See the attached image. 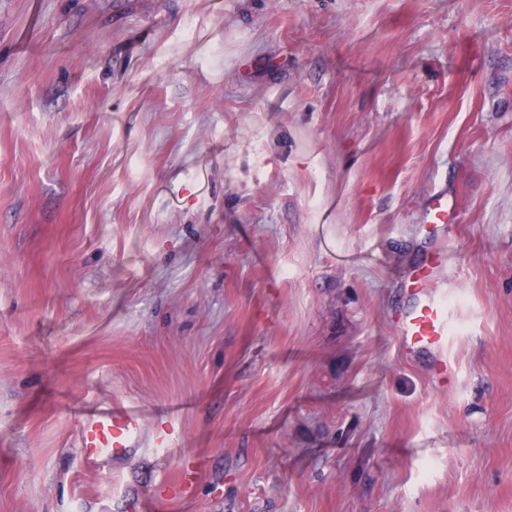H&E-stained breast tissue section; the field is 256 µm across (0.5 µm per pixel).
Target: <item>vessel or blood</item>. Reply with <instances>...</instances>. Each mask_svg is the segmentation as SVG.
Returning <instances> with one entry per match:
<instances>
[{"label":"vessel or blood","mask_w":512,"mask_h":512,"mask_svg":"<svg viewBox=\"0 0 512 512\" xmlns=\"http://www.w3.org/2000/svg\"><path fill=\"white\" fill-rule=\"evenodd\" d=\"M429 272L415 274L412 280L416 304L398 319V333L405 351L435 354V374L448 377V300L445 290L429 285ZM143 418L128 407L85 408L80 417L79 454L88 466L106 459L127 456L139 443Z\"/></svg>","instance_id":"b4317fda"}]
</instances>
